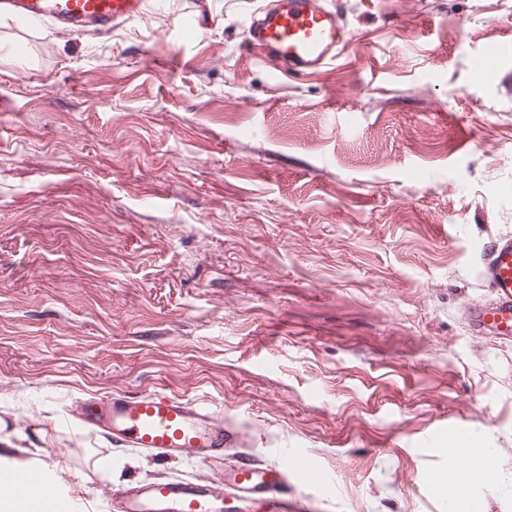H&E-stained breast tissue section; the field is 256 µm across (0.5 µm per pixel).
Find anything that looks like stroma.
I'll return each mask as SVG.
<instances>
[{"mask_svg": "<svg viewBox=\"0 0 512 512\" xmlns=\"http://www.w3.org/2000/svg\"><path fill=\"white\" fill-rule=\"evenodd\" d=\"M341 2L351 40L314 74L250 47L262 0L0 25V465L75 512L214 476L68 422L154 390L244 460L314 457L310 512H452L461 444L498 449L472 499L512 512V343L467 321L512 233V0Z\"/></svg>", "mask_w": 512, "mask_h": 512, "instance_id": "35a3bbf8", "label": "stroma"}]
</instances>
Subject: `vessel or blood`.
Segmentation results:
<instances>
[{"instance_id": "vessel-or-blood-1", "label": "vessel or blood", "mask_w": 512, "mask_h": 512, "mask_svg": "<svg viewBox=\"0 0 512 512\" xmlns=\"http://www.w3.org/2000/svg\"><path fill=\"white\" fill-rule=\"evenodd\" d=\"M23 22L49 18L66 28L112 29L143 17L148 0H0ZM349 41L343 13L334 0H268L253 15L249 43L265 52L277 73L305 74L336 59ZM482 274L493 297L468 309L472 327L512 340V235L497 237L485 251ZM84 427L108 435L113 445L146 449L157 459L190 453L201 462L221 465L224 490L243 501L245 512H299L293 486L312 485L321 473L307 455L296 454L278 466L249 462L227 464L225 453L239 441L237 429L216 421L189 399L160 391L136 396L107 395L81 403ZM212 479L160 480L121 492L115 512H224V491ZM0 494L34 501L38 512H62L59 497L34 474L14 470L0 475Z\"/></svg>"}]
</instances>
